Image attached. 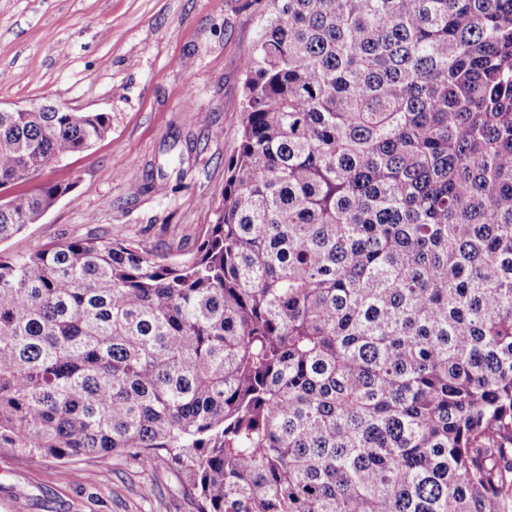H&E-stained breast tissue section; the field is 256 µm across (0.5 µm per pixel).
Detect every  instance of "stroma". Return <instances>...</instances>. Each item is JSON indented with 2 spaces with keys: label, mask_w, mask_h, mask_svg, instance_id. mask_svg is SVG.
I'll return each mask as SVG.
<instances>
[{
  "label": "stroma",
  "mask_w": 512,
  "mask_h": 512,
  "mask_svg": "<svg viewBox=\"0 0 512 512\" xmlns=\"http://www.w3.org/2000/svg\"><path fill=\"white\" fill-rule=\"evenodd\" d=\"M258 26L245 0H0V105L50 101L111 117L90 149L11 186L73 191L0 242V255L72 238L193 255L240 142L241 58ZM0 512H196V499L161 460L115 453L64 466L2 451Z\"/></svg>",
  "instance_id": "1"
}]
</instances>
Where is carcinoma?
Wrapping results in <instances>:
<instances>
[{
  "mask_svg": "<svg viewBox=\"0 0 512 512\" xmlns=\"http://www.w3.org/2000/svg\"><path fill=\"white\" fill-rule=\"evenodd\" d=\"M257 2L193 256H0V450L164 459L197 512H512V0ZM109 129L0 112V186Z\"/></svg>",
  "mask_w": 512,
  "mask_h": 512,
  "instance_id": "obj_1",
  "label": "carcinoma"
}]
</instances>
